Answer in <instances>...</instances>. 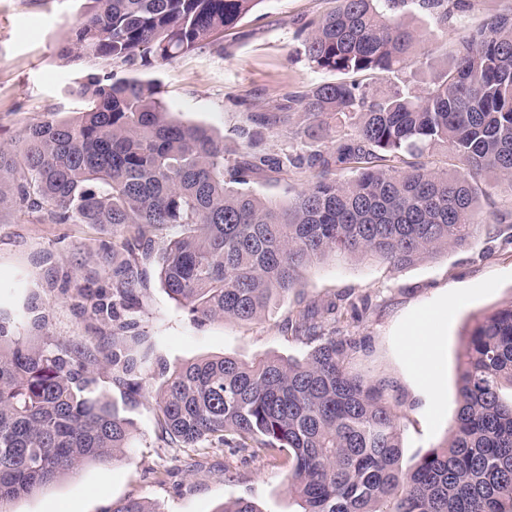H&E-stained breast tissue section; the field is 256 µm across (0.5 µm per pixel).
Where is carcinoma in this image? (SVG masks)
<instances>
[{"instance_id": "obj_1", "label": "carcinoma", "mask_w": 512, "mask_h": 512, "mask_svg": "<svg viewBox=\"0 0 512 512\" xmlns=\"http://www.w3.org/2000/svg\"><path fill=\"white\" fill-rule=\"evenodd\" d=\"M263 0H86L68 45L107 65L168 62L206 46L224 48L234 28ZM336 8L296 38L314 68L336 75L255 116L273 128L302 113L300 134H336L330 153L256 154L247 134L242 158L224 142L169 119L158 89L139 79L90 73L68 93L82 115L51 112L28 125L16 145H0V216L47 224H110L104 288L71 298L97 319L117 320L143 283L155 233L181 228L159 254L168 295L195 321H251L300 283L320 261L411 266L472 243L486 175L512 181V8L482 26L466 24L456 0H335ZM462 29L452 59L421 95L379 97L360 80L397 72L408 61L432 67L425 34L403 13L408 3ZM448 150L452 169L422 158ZM311 170L307 186L284 203L244 188L254 174L288 166ZM352 170L348 179L337 177ZM295 334L319 341L302 358L202 359L174 369L158 397L162 427L184 448L203 443L285 453L288 492L299 512H512V304L466 335L458 407L448 442L401 465L398 425L386 405L392 385L348 370L361 348L325 331L307 311ZM116 380L141 390L125 350L105 355ZM85 364L66 348H32L0 323V512L21 495L87 463L107 464L130 447L131 422L87 392ZM112 512H160L127 499ZM218 512H260L236 498Z\"/></svg>"}]
</instances>
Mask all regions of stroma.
Returning a JSON list of instances; mask_svg holds the SVG:
<instances>
[{
  "label": "stroma",
  "instance_id": "obj_1",
  "mask_svg": "<svg viewBox=\"0 0 512 512\" xmlns=\"http://www.w3.org/2000/svg\"><path fill=\"white\" fill-rule=\"evenodd\" d=\"M83 0H0V144L8 145L46 113L78 118L83 105L67 86L83 73L139 79L161 89L172 120L206 129L223 141L226 156L246 150L243 130L293 91L328 81L306 60L298 28L334 6V0H262L235 28L224 46L206 47L164 65L115 64L63 58ZM332 140L300 138L295 125L262 130L259 149L270 155L330 151ZM312 173L291 167L266 171L249 184L261 197L287 201ZM472 244L451 248L421 263L393 267L356 260H325L305 268L301 285L253 321L225 319L202 324L162 288L156 265L146 268L147 286L137 304L119 309L120 321L140 336L146 362L130 393L112 376L103 356L112 348L111 321L84 317L62 296L74 288L103 286V247L111 226L36 224L0 217V316L21 340L39 348L58 345L83 352L97 392L131 421L132 448L106 465L88 463L69 476L16 499L10 512H111L131 498L158 512H218L224 502L252 499L260 512H295L287 491L288 459L249 457L228 448H182L165 435L156 397L166 374L206 357L249 362L265 356L303 357L309 350L288 328L307 307L329 301L355 303L356 312L336 315V333L361 342L351 368L397 388L391 407L401 429L403 466L444 445L457 409V375L465 336L475 321L512 303V223L495 213L512 210V182L486 178ZM429 335L426 356L413 346L417 332Z\"/></svg>",
  "mask_w": 512,
  "mask_h": 512
}]
</instances>
